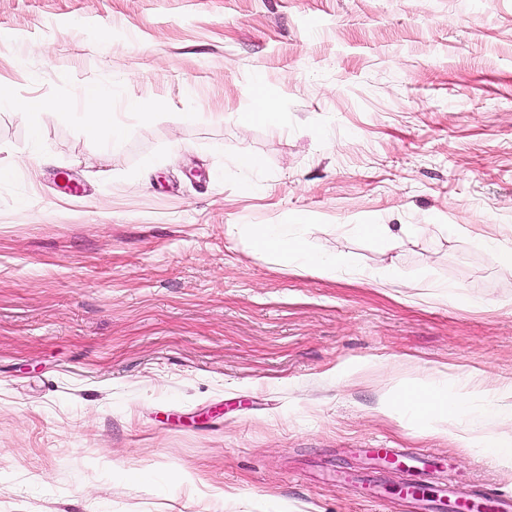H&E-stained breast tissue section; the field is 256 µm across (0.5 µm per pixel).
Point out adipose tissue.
I'll use <instances>...</instances> for the list:
<instances>
[{
	"label": "adipose tissue",
	"mask_w": 512,
	"mask_h": 512,
	"mask_svg": "<svg viewBox=\"0 0 512 512\" xmlns=\"http://www.w3.org/2000/svg\"><path fill=\"white\" fill-rule=\"evenodd\" d=\"M309 230L306 224H255L249 236L257 250L286 257L297 266L322 271L334 268L335 257L310 248ZM382 408L389 413L407 410L425 431L447 432L466 447L483 449L499 464L512 466V437L477 435L463 425L466 417L477 411L493 419L505 416L512 420V385L479 395L473 388L471 375L463 374L452 386H416L389 397L383 401Z\"/></svg>",
	"instance_id": "adipose-tissue-1"
}]
</instances>
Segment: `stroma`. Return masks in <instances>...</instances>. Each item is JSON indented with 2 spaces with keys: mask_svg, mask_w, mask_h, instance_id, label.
<instances>
[{
  "mask_svg": "<svg viewBox=\"0 0 512 512\" xmlns=\"http://www.w3.org/2000/svg\"><path fill=\"white\" fill-rule=\"evenodd\" d=\"M90 85L122 139L86 133ZM259 87L280 128L239 123ZM1 88L0 512H414L379 447L430 450L447 500L512 496L379 410L512 382V275L471 243L512 231V0H0ZM298 222L335 272L250 242ZM345 226L350 235L373 239L384 250L396 248L401 235L409 239L415 237L414 228L408 224H399L398 229H394L392 224H346Z\"/></svg>",
  "mask_w": 512,
  "mask_h": 512,
  "instance_id": "stroma-1",
  "label": "stroma"
}]
</instances>
